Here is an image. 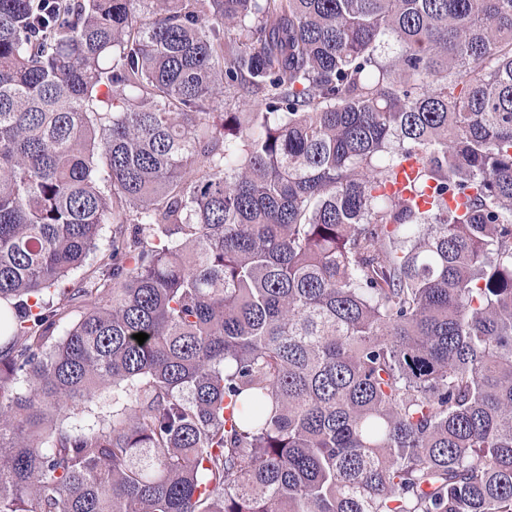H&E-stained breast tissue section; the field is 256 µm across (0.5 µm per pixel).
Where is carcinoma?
<instances>
[{
  "mask_svg": "<svg viewBox=\"0 0 512 512\" xmlns=\"http://www.w3.org/2000/svg\"><path fill=\"white\" fill-rule=\"evenodd\" d=\"M0 336V512H512V0H0ZM112 417V389L104 390L98 397V401L88 411L68 420L73 425H85Z\"/></svg>",
  "mask_w": 512,
  "mask_h": 512,
  "instance_id": "obj_1",
  "label": "carcinoma"
}]
</instances>
